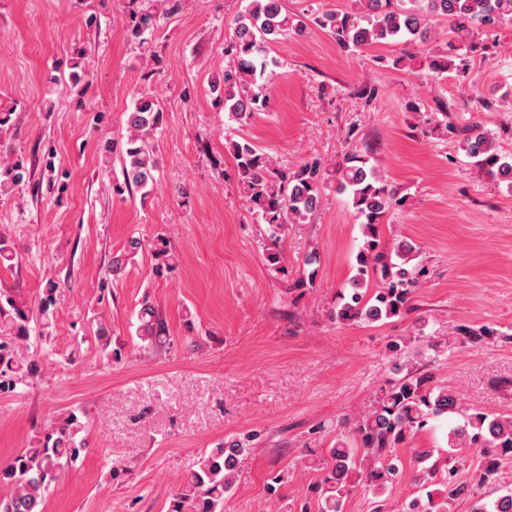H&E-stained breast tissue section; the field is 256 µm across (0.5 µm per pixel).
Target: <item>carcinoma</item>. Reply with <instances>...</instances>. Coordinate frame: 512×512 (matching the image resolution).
Instances as JSON below:
<instances>
[{
    "label": "carcinoma",
    "mask_w": 512,
    "mask_h": 512,
    "mask_svg": "<svg viewBox=\"0 0 512 512\" xmlns=\"http://www.w3.org/2000/svg\"><path fill=\"white\" fill-rule=\"evenodd\" d=\"M170 0H140L132 11V33L146 43L143 35L154 28L159 7ZM352 12H326L315 17L344 49L361 50L380 44L423 43L432 39V20L448 19L457 39H468L473 31L490 28L512 19V0H355ZM232 38L226 47L232 64L214 80L223 88L224 111L229 119L245 121L266 107L267 86L276 77L277 61L269 57L265 44L293 31L300 36L306 23L286 11L284 0H249L245 11L230 22ZM163 110L152 95H142L127 115L128 135L119 148L123 184L148 195L158 170L155 139L161 133ZM463 150L475 159L487 175L512 182V163L501 157L487 134L474 125L463 131ZM239 172V183L251 209L273 232L301 224L317 211L327 183V170L320 163L306 164L297 170L276 167L272 159L249 141L231 144ZM28 178L24 160L0 159V194L8 195L23 186ZM336 191L348 195L365 236L356 261V273L349 294H341L332 316L338 322L388 319L402 313L410 288L418 283L420 272L410 265L414 247L402 240L391 247L381 245L379 224L393 202V193L383 183L378 170L367 159L350 152L336 167ZM129 250L112 259L101 285L119 279L141 249V240H128ZM382 287L368 293L372 277ZM51 281L45 288L37 310L20 308L13 299L0 298V322L14 329L12 339L0 342V393L15 390L21 369L33 372L36 365L18 363L19 347L38 330L39 338L49 339L52 326L53 293ZM136 336L149 346L167 341L165 320L155 304L144 298L137 313ZM456 414L461 422L448 432V453L463 448H482L485 474L498 470L499 457L512 452V416H496L479 409H463L454 392L429 386V376L420 374L392 385L375 409L355 427L361 447L371 450L374 461L360 466L357 449L339 440L329 449L326 474L318 495L317 512H343L350 493L349 473L358 471L359 480L374 491L393 484L397 469L383 463L390 449L406 434L421 428L433 416ZM81 425L77 416L49 419L38 443L0 465V512H43L46 490L65 468L73 465L85 450L77 439ZM250 447L246 441L232 439L218 443L200 455L183 475V487L172 499L170 512H224V495L232 487V477ZM467 493V486L448 480L445 489L426 491L425 504L413 502L409 512H450L455 498ZM472 512H512V489L489 502H477Z\"/></svg>",
    "instance_id": "1"
}]
</instances>
